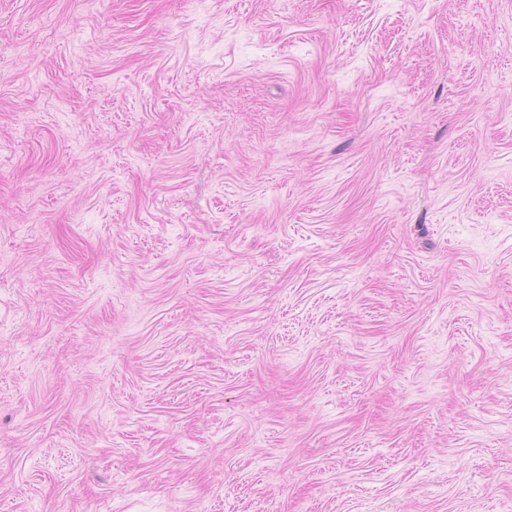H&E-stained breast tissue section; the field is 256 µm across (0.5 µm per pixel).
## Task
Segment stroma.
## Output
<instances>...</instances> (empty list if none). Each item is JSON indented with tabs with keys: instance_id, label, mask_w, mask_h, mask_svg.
I'll list each match as a JSON object with an SVG mask.
<instances>
[{
	"instance_id": "obj_1",
	"label": "stroma",
	"mask_w": 512,
	"mask_h": 512,
	"mask_svg": "<svg viewBox=\"0 0 512 512\" xmlns=\"http://www.w3.org/2000/svg\"><path fill=\"white\" fill-rule=\"evenodd\" d=\"M0 512H512V0H0Z\"/></svg>"
}]
</instances>
